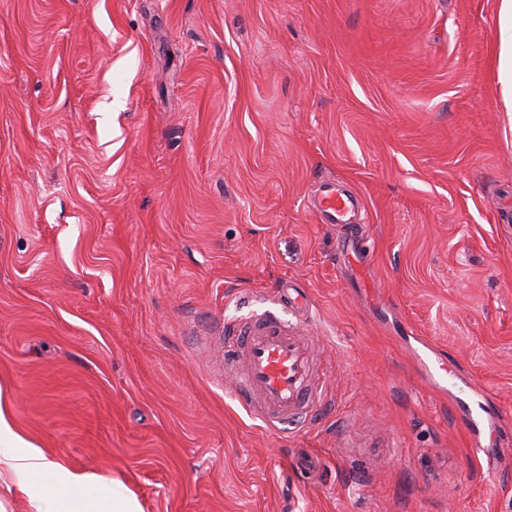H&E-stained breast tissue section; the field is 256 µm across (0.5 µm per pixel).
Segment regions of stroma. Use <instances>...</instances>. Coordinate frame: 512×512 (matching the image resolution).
Instances as JSON below:
<instances>
[{
    "instance_id": "obj_1",
    "label": "stroma",
    "mask_w": 512,
    "mask_h": 512,
    "mask_svg": "<svg viewBox=\"0 0 512 512\" xmlns=\"http://www.w3.org/2000/svg\"><path fill=\"white\" fill-rule=\"evenodd\" d=\"M501 3L0 0L15 429L143 512H512ZM286 286L325 399L290 436L203 342ZM428 348L487 397L482 453ZM322 188L312 201L313 209L326 217L329 224H348L350 215L359 208L358 199L331 183L323 184Z\"/></svg>"
}]
</instances>
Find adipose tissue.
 <instances>
[{
  "instance_id": "adipose-tissue-1",
  "label": "adipose tissue",
  "mask_w": 512,
  "mask_h": 512,
  "mask_svg": "<svg viewBox=\"0 0 512 512\" xmlns=\"http://www.w3.org/2000/svg\"><path fill=\"white\" fill-rule=\"evenodd\" d=\"M0 478L30 502L35 512H142L121 481L73 471L27 441L0 408Z\"/></svg>"
}]
</instances>
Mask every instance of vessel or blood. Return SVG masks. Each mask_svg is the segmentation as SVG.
Returning a JSON list of instances; mask_svg holds the SVG:
<instances>
[{
	"label": "vessel or blood",
	"instance_id": "b4317fda",
	"mask_svg": "<svg viewBox=\"0 0 512 512\" xmlns=\"http://www.w3.org/2000/svg\"><path fill=\"white\" fill-rule=\"evenodd\" d=\"M312 207L332 224H345L359 207L358 199L332 184L318 190ZM288 315L267 310L224 324L218 337L220 374L228 379L237 401L260 408L263 421L285 433L311 421L323 399L313 378L308 344L299 323L290 313L299 312L295 298H286ZM452 402L462 407V421L472 436H479L490 416L484 396L475 389L455 394Z\"/></svg>",
	"mask_w": 512,
	"mask_h": 512
}]
</instances>
